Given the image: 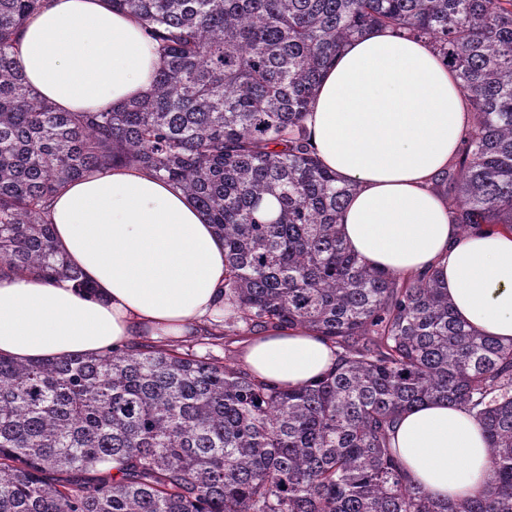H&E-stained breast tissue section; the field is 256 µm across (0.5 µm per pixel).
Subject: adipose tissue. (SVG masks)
<instances>
[{
	"label": "adipose tissue",
	"mask_w": 512,
	"mask_h": 512,
	"mask_svg": "<svg viewBox=\"0 0 512 512\" xmlns=\"http://www.w3.org/2000/svg\"><path fill=\"white\" fill-rule=\"evenodd\" d=\"M18 52L28 83L62 112H96L147 95L163 64L132 14L109 0H44ZM473 123L466 94L426 43L373 28L342 47L299 131L319 162L356 186L342 214L347 246L399 276L434 275L460 319L512 341V228L460 232L434 188ZM57 248L93 285L0 273V355L22 361L95 355L139 337L200 336L224 321V243L176 185L139 166L98 169L64 185L50 212ZM279 388L316 380L336 361L316 331L266 329L240 356ZM392 448L437 502L479 493L491 459L465 408L404 411Z\"/></svg>",
	"instance_id": "1"
}]
</instances>
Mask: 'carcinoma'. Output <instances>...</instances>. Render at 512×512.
<instances>
[{
    "label": "carcinoma",
    "instance_id": "carcinoma-1",
    "mask_svg": "<svg viewBox=\"0 0 512 512\" xmlns=\"http://www.w3.org/2000/svg\"><path fill=\"white\" fill-rule=\"evenodd\" d=\"M42 0H0V271L93 292L53 245L50 202L98 168L180 186L224 240V329L206 351L136 342L95 356H0V512H512V342L458 320L434 279L363 263L339 183L299 139L343 42L403 31L446 61L473 126L435 179L464 232L512 227V0H112L163 56L151 92L60 112L16 38ZM309 328L334 367L293 389L212 354L241 330ZM426 401L473 412L483 491L433 501L390 444Z\"/></svg>",
    "mask_w": 512,
    "mask_h": 512
}]
</instances>
